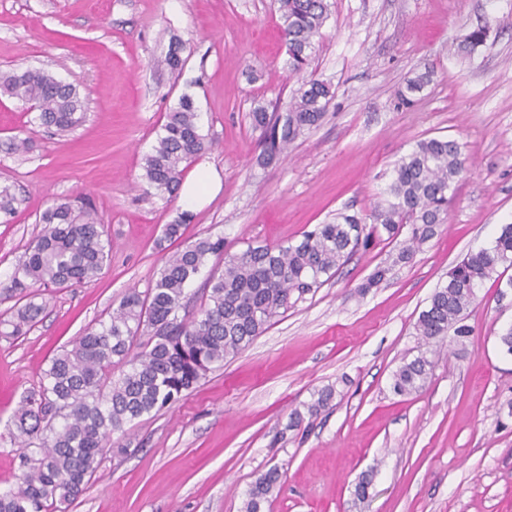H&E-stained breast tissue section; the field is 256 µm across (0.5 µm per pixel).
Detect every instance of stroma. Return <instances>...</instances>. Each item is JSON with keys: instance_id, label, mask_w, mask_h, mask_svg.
Masks as SVG:
<instances>
[{"instance_id": "1", "label": "stroma", "mask_w": 512, "mask_h": 512, "mask_svg": "<svg viewBox=\"0 0 512 512\" xmlns=\"http://www.w3.org/2000/svg\"><path fill=\"white\" fill-rule=\"evenodd\" d=\"M488 22L483 45L464 36ZM184 46L180 73L163 59ZM277 0H0V71L37 68L76 86L86 120L66 133L33 124L0 95V186L20 204L0 213V281L40 214L69 196L89 201L112 240L100 279L47 290L42 320L0 336V490L12 485L16 447L7 424L63 345L155 280L164 225L185 219L184 241L223 236L231 251L298 241L346 209L369 216L394 162L429 137L464 144L472 168L448 201V222L407 264L377 240L313 297L276 317L173 406L144 415L115 439L70 512H241L258 474L279 466L266 512H512V356L498 337L512 325V291L477 290L471 333L433 357L426 388L404 397L392 375L416 355L415 322L448 271L512 223V0H329L315 39L314 78L335 91L320 124L263 165L257 105L287 103L289 74ZM433 69L411 104L398 92ZM193 96L212 147L202 161L223 177L203 209L146 191L142 158L163 117ZM26 153L10 151L14 138ZM384 280L359 285L377 267ZM331 387L328 408L290 428L295 409ZM369 497L354 504L358 477Z\"/></svg>"}]
</instances>
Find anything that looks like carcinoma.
<instances>
[{"mask_svg":"<svg viewBox=\"0 0 512 512\" xmlns=\"http://www.w3.org/2000/svg\"><path fill=\"white\" fill-rule=\"evenodd\" d=\"M278 10L288 68L299 73L328 19V0H278ZM486 37L485 26L470 31L464 49L474 51ZM0 94L38 105L39 124L59 132L85 121V99L76 86L44 70L0 72ZM333 97L331 85L310 79L285 110L255 108L250 118L260 131L262 159H275L317 126ZM209 147L194 100L184 94L165 113L156 143L144 155L142 178L157 194L172 196L183 172ZM469 166L458 141L422 139L395 163L370 226L355 214L338 212L296 243H249L232 252L224 236L210 235L166 256L155 282L144 291L130 290L107 318L63 346L43 370L37 396L21 401L8 424L19 458L16 487L0 494V512H69L112 451V435L179 401L374 239L385 235L398 243L393 263L410 262L447 223L448 193ZM40 223L43 228L26 244L8 280L0 281V301L14 302L11 316L0 318L1 336L26 335L45 312L46 302H37L43 291L92 282L108 261L112 243L91 206L61 199ZM212 257L217 263L201 290L199 308L191 312L187 286ZM501 267H512V224L502 225L489 246L466 255L448 273V282L435 289L415 323L426 349L403 359L394 371V393L422 391L432 374V347L444 344L450 331L469 335L465 319L484 281L495 279L501 297L512 290V277L501 280ZM332 398V388L319 391L304 410L291 414L290 427H300L306 414L318 415ZM280 478L276 466L259 474L242 512H265Z\"/></svg>","mask_w":512,"mask_h":512,"instance_id":"cac0c4a2","label":"carcinoma"}]
</instances>
